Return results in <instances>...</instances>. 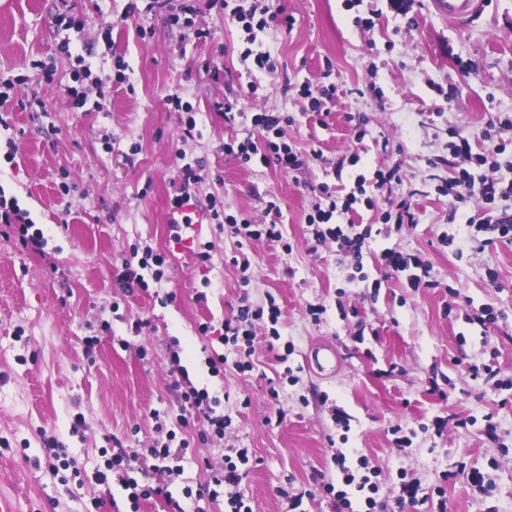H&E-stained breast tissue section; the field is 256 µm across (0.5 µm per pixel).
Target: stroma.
Returning a JSON list of instances; mask_svg holds the SVG:
<instances>
[{"instance_id": "stroma-1", "label": "stroma", "mask_w": 512, "mask_h": 512, "mask_svg": "<svg viewBox=\"0 0 512 512\" xmlns=\"http://www.w3.org/2000/svg\"><path fill=\"white\" fill-rule=\"evenodd\" d=\"M132 2L136 20L124 17ZM274 2L287 18L257 40L277 69L251 95L245 35L209 0H193L187 24L154 0H0V79L15 84L0 125V188L46 239L39 254L0 236V491L17 494L21 512H224L203 495L208 471L240 448L249 461L239 490L253 512H288V490L303 493L302 512H333L322 487L336 480L335 440L349 461L363 455L373 467L374 512H435L442 497L448 512H512V242L479 247L438 192L456 169L452 127L498 164L494 173L470 165L474 178L512 183V133L488 129L512 117V0H488L461 24L431 0H401L398 9L392 0ZM197 29L205 38H194ZM82 70L88 96L79 108L69 89ZM325 80L336 86L329 114L306 112L299 87ZM177 88L196 114L191 137L188 113L166 102ZM227 99L294 116L289 143L321 150L323 161L289 173L243 166L224 151L249 133L225 125L218 106ZM180 152L203 165L192 198L202 221L177 239L170 200ZM388 165L401 179L384 196L410 199L416 222L366 240L365 279L351 284L353 258L316 242L307 216L322 184L350 192L357 175L370 179ZM272 196L282 240L242 249L209 217L217 202L225 214L263 221ZM135 246L166 258L161 281L145 290L119 285ZM388 247L419 257L428 285L410 287L408 273L385 270ZM202 250L209 262L198 261ZM241 252L245 273L231 262ZM272 300L279 322L257 325L252 366L239 369L236 346L221 339L224 321ZM313 305L324 307L321 317L310 315ZM481 309L494 323L466 321ZM322 346L336 349L335 367L308 369ZM212 350L224 356L217 375L206 364ZM176 356L197 388L222 398L223 437L197 440L202 421L184 415L172 387ZM481 363L496 377L472 378L468 365ZM434 383L443 396L430 393ZM440 417L450 420L441 431ZM171 430L195 440L164 461L180 471L171 499L135 509L118 474L95 481L120 451L156 466L144 450ZM45 434L78 460L81 476L50 472ZM400 434L410 447H396ZM466 468L490 479V495L470 485ZM404 480L419 484L422 504L396 507Z\"/></svg>"}]
</instances>
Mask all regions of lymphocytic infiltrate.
I'll use <instances>...</instances> for the list:
<instances>
[{"instance_id": "obj_1", "label": "lymphocytic infiltrate", "mask_w": 512, "mask_h": 512, "mask_svg": "<svg viewBox=\"0 0 512 512\" xmlns=\"http://www.w3.org/2000/svg\"><path fill=\"white\" fill-rule=\"evenodd\" d=\"M224 119L227 123L239 122L250 126L249 136L239 143H227L225 152L234 155L243 165L260 163L267 166L274 164L283 171L289 172L302 168L308 159H321L319 150L300 151L293 148L285 139V130L292 124L293 119L284 112H245L238 108L236 103L225 102ZM450 140L448 148L453 157L461 159L463 166L457 170L455 177L451 178L442 190V195L451 197L454 204L464 205L470 201H477L482 209L481 214L467 216L466 222L475 227L480 233H494L499 238L512 239V217L507 215H492V205L501 190L497 181L492 178L475 180L469 172L471 164H487L488 158L472 151V146L463 130L452 128L448 131ZM357 199L355 196L340 197L335 189L329 185H322L318 202L313 206V212L308 217L309 224L318 228L317 242H335L339 253L344 255L360 256L364 234L357 232L355 225L337 224L336 219L348 215L352 211ZM0 223L4 226H18L20 240L26 249L33 252H42L45 237L42 230L33 226L32 220L26 211H23L17 199L6 198L0 192ZM281 315L276 304H269L268 308H252L250 305L240 307L237 315L224 322L225 341L238 344L243 358H250L254 352L256 339L255 324L266 319L270 323H278ZM174 390L180 391L186 408L197 416L203 417L215 435H223L227 421L223 412H220V401L209 396L207 390L191 386L187 371H180L179 377L173 382ZM248 452L241 449L237 452L236 461L226 462L219 470L211 471L208 492L210 499L220 497V489H227L225 497L229 512H252L246 506L236 487L240 481L238 463L247 462Z\"/></svg>"}]
</instances>
